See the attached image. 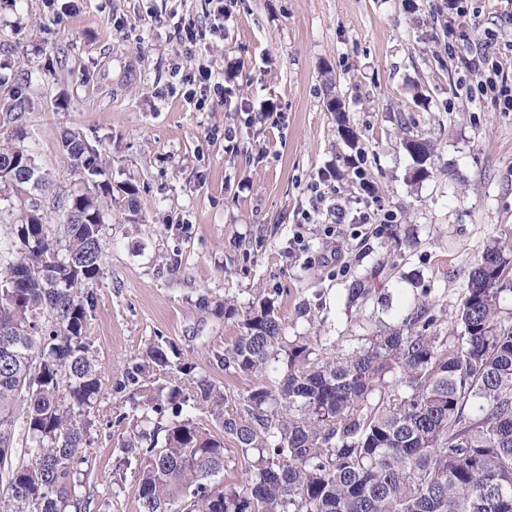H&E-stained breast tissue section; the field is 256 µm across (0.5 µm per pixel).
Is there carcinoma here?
Returning <instances> with one entry per match:
<instances>
[{
  "label": "carcinoma",
  "instance_id": "1",
  "mask_svg": "<svg viewBox=\"0 0 512 512\" xmlns=\"http://www.w3.org/2000/svg\"><path fill=\"white\" fill-rule=\"evenodd\" d=\"M338 133L358 140L337 96ZM61 144L74 173L95 183L83 197L42 204L0 199V499L3 512H87L83 465L91 413L104 394L90 357V286L104 278L103 217L112 184L96 181L105 162L80 135ZM405 148L422 165L420 138ZM35 164L0 143V190L29 195L46 174L23 183L8 165ZM82 211L84 223L67 220ZM512 245L478 257L457 314L461 334L439 340L421 303L400 325L369 336L347 356L313 361L311 345L289 340L274 303H251L241 333L224 348V369L253 383L228 400L191 362L172 366L152 345L126 370L140 416L129 421L124 453L140 466L141 512H512ZM285 362L286 371L276 364ZM213 411L219 438L192 418L163 421L165 405ZM247 464L242 489L224 487V439Z\"/></svg>",
  "mask_w": 512,
  "mask_h": 512
}]
</instances>
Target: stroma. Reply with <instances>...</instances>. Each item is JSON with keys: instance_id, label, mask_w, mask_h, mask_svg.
<instances>
[{"instance_id": "stroma-1", "label": "stroma", "mask_w": 512, "mask_h": 512, "mask_svg": "<svg viewBox=\"0 0 512 512\" xmlns=\"http://www.w3.org/2000/svg\"><path fill=\"white\" fill-rule=\"evenodd\" d=\"M456 3L235 0L223 37L187 48L173 25L208 23L211 0H0V138L23 134L63 193L75 176L60 136L79 133L119 187L92 287L90 351L106 391L87 448L89 512H139L137 465H121L126 432L112 419L133 414L125 372L150 344L197 363L229 397L249 387L219 361L239 334L214 309L224 298L242 311L270 298L289 336L315 337L326 357L399 325L424 297L437 335L452 334L478 256L512 242V112L481 96L473 63L489 52L512 86V10ZM201 62L247 110L185 100L174 69ZM331 93L357 146L337 133ZM227 126L231 153L211 136ZM410 137L433 147L427 177L414 175ZM369 195L394 222L355 223ZM366 274L370 295L348 303Z\"/></svg>"}]
</instances>
